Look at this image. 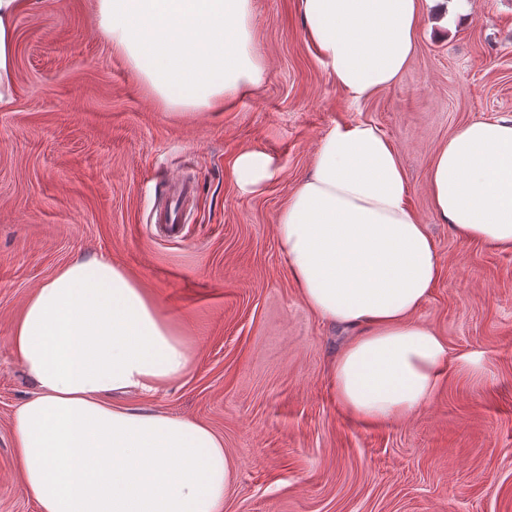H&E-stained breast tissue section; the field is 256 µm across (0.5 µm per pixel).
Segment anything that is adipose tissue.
Returning a JSON list of instances; mask_svg holds the SVG:
<instances>
[{"label":"adipose tissue","instance_id":"ef3b65f1","mask_svg":"<svg viewBox=\"0 0 512 512\" xmlns=\"http://www.w3.org/2000/svg\"><path fill=\"white\" fill-rule=\"evenodd\" d=\"M424 0H300L307 37L355 103L393 87L417 50ZM0 0V108L14 95L18 15ZM98 29L171 109L205 111L261 87L252 0H97ZM245 192L275 171L241 151ZM428 192L461 241L512 249V116L466 123L436 151ZM393 143L373 124L334 125L276 226L304 305L354 328L330 365L338 402L371 422L427 405L448 345L417 313L441 261L408 201ZM10 345L35 392L13 416L24 493L39 512H224L235 467L224 439L193 420L118 403L153 395L194 361L182 332L124 269L79 257L37 288Z\"/></svg>","mask_w":512,"mask_h":512}]
</instances>
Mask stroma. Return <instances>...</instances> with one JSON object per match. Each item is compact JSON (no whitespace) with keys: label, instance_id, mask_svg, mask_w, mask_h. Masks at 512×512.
<instances>
[{"label":"stroma","instance_id":"stroma-1","mask_svg":"<svg viewBox=\"0 0 512 512\" xmlns=\"http://www.w3.org/2000/svg\"><path fill=\"white\" fill-rule=\"evenodd\" d=\"M259 90L203 112L167 109L100 36L96 0H35L18 17L14 102L0 111V512L23 492L12 419L34 386L9 334L65 263L122 267L187 338L192 369L133 406L224 439V512H512V251L461 242L433 212L428 172L459 126L512 114V0H428L399 82L352 104L307 39L298 0H253ZM367 122L399 152L408 202L442 273L419 319L448 344L433 400L363 421L329 376L348 331L302 303L276 224L335 124ZM245 149L275 176L239 190ZM195 186L179 236L158 204Z\"/></svg>","mask_w":512,"mask_h":512}]
</instances>
